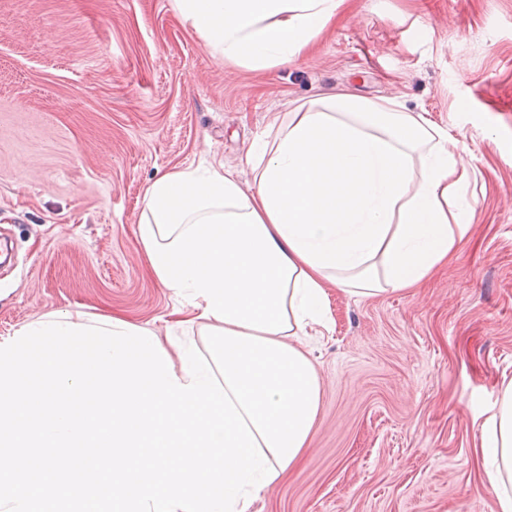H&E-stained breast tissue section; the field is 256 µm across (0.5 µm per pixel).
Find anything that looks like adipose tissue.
I'll list each match as a JSON object with an SVG mask.
<instances>
[{"label":"adipose tissue","mask_w":512,"mask_h":512,"mask_svg":"<svg viewBox=\"0 0 512 512\" xmlns=\"http://www.w3.org/2000/svg\"><path fill=\"white\" fill-rule=\"evenodd\" d=\"M346 0H174L228 63L254 69L309 49ZM243 189L223 166L177 168L143 197L138 239L181 306L183 337L208 361L277 471L300 463L316 420L318 370L303 339L327 326V284L356 300L429 277L469 228L457 142L396 99L349 90L272 112L245 156ZM481 467L512 512V380L480 426Z\"/></svg>","instance_id":"ef3b65f1"}]
</instances>
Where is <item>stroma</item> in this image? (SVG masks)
Instances as JSON below:
<instances>
[{"label":"stroma","mask_w":512,"mask_h":512,"mask_svg":"<svg viewBox=\"0 0 512 512\" xmlns=\"http://www.w3.org/2000/svg\"><path fill=\"white\" fill-rule=\"evenodd\" d=\"M345 86L447 130L475 212L418 287L331 292L303 462L252 512H497L478 431L512 379V0H351L261 71L215 59L173 0H0V340L68 310L165 335L177 302L137 238L147 185L221 164L249 186L268 113Z\"/></svg>","instance_id":"obj_1"}]
</instances>
